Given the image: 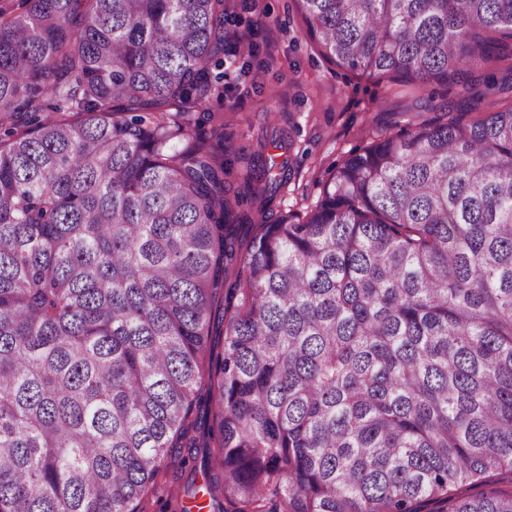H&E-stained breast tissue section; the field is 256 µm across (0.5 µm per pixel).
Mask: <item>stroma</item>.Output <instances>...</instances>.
I'll return each instance as SVG.
<instances>
[{
	"label": "stroma",
	"mask_w": 512,
	"mask_h": 512,
	"mask_svg": "<svg viewBox=\"0 0 512 512\" xmlns=\"http://www.w3.org/2000/svg\"><path fill=\"white\" fill-rule=\"evenodd\" d=\"M227 28L255 48L252 62L228 56L224 96L209 99L196 118L210 116L235 146L250 144L258 127L290 128L292 178L274 214L305 213L318 202L330 171L371 138L399 132L412 115L436 118L446 87L378 82L327 60L310 39L295 0H229Z\"/></svg>",
	"instance_id": "1"
}]
</instances>
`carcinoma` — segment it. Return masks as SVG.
Returning a JSON list of instances; mask_svg holds the SVG:
<instances>
[{
    "mask_svg": "<svg viewBox=\"0 0 512 512\" xmlns=\"http://www.w3.org/2000/svg\"><path fill=\"white\" fill-rule=\"evenodd\" d=\"M353 73L457 89L371 139L315 208L293 137L192 113L226 0H0V512H512V0H296ZM191 145L178 149L176 138ZM224 310L222 318L216 312ZM202 481H197V476ZM510 474H498L485 479L483 484L477 486H463L453 491L456 497L470 498L495 488H507L510 485Z\"/></svg>",
    "mask_w": 512,
    "mask_h": 512,
    "instance_id": "obj_1",
    "label": "carcinoma"
}]
</instances>
